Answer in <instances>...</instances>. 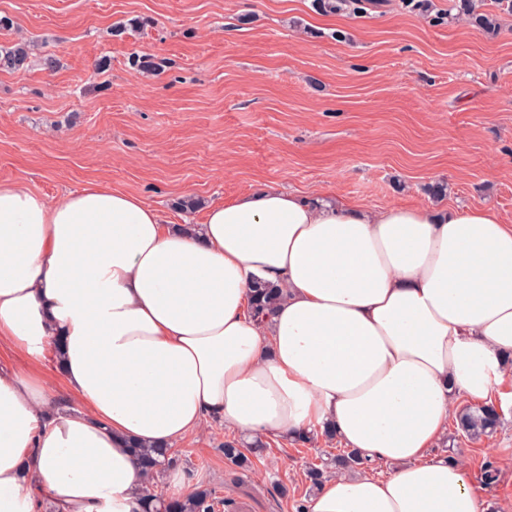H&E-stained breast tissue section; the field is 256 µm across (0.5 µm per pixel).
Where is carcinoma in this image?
I'll return each mask as SVG.
<instances>
[{"instance_id": "obj_1", "label": "carcinoma", "mask_w": 512, "mask_h": 512, "mask_svg": "<svg viewBox=\"0 0 512 512\" xmlns=\"http://www.w3.org/2000/svg\"><path fill=\"white\" fill-rule=\"evenodd\" d=\"M314 2L319 11L326 13L339 11L346 3L352 6V12L357 14L382 6V0H314ZM455 8L457 16L466 18L479 28L484 30L496 28L494 15L478 12L477 0H457ZM29 52V43L13 44L0 54V68L8 70L19 68L25 64ZM281 296V289L276 286L266 282L255 283L248 313L251 317L260 320L270 317ZM501 421L500 408L495 405H464L455 413V432L470 441H479L492 436L500 427ZM132 451L142 465V482L145 485L142 512H215L218 500L215 493L209 489H198L184 498L172 501H166L155 494L150 482L165 465L168 453L144 446H136ZM224 459L242 470L249 467V458L235 441L224 442ZM366 467L367 459L356 451L345 448L337 454L326 452L318 456V461L308 464L306 469L308 495H313L324 479L337 468L359 471Z\"/></svg>"}]
</instances>
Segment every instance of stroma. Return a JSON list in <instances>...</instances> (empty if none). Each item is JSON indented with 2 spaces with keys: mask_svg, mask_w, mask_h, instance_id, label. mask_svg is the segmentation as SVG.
<instances>
[{
  "mask_svg": "<svg viewBox=\"0 0 512 512\" xmlns=\"http://www.w3.org/2000/svg\"><path fill=\"white\" fill-rule=\"evenodd\" d=\"M453 0H386L365 16L313 0H0V47L32 42L0 71V184L50 201L90 181L137 193L166 219L270 185L380 211L484 206L512 221V14L493 33L449 19ZM148 57L160 66L133 65ZM108 60L107 71L96 68ZM445 187L429 193L433 183ZM0 366L38 372L58 409L78 406L53 351L0 345ZM488 439H457L472 481L491 460V512H512V405ZM217 422L175 447L156 479L208 488L216 512H296L306 465L333 444L269 435L248 470L229 464ZM287 494H280L279 486Z\"/></svg>",
  "mask_w": 512,
  "mask_h": 512,
  "instance_id": "stroma-1",
  "label": "stroma"
}]
</instances>
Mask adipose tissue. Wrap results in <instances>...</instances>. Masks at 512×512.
<instances>
[{
    "mask_svg": "<svg viewBox=\"0 0 512 512\" xmlns=\"http://www.w3.org/2000/svg\"><path fill=\"white\" fill-rule=\"evenodd\" d=\"M284 290L270 319L252 286ZM61 343L82 411L0 368V512H141L130 446L209 421L261 438L331 429L387 476L338 471L308 512H486L435 454L457 397L512 384V224L493 210L312 202L263 187L194 227L90 182L0 186V342Z\"/></svg>",
    "mask_w": 512,
    "mask_h": 512,
    "instance_id": "adipose-tissue-1",
    "label": "adipose tissue"
}]
</instances>
